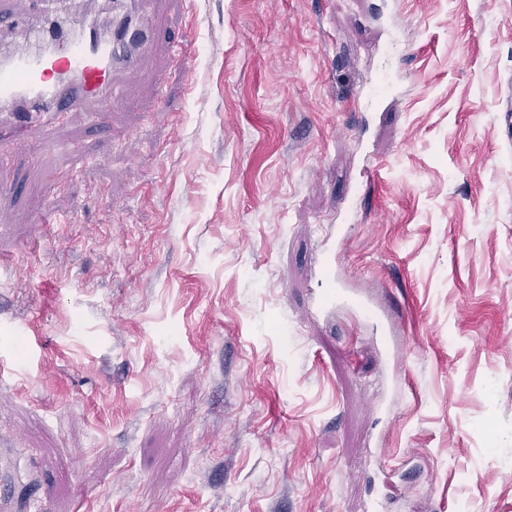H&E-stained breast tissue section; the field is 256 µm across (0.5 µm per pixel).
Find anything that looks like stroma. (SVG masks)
I'll return each mask as SVG.
<instances>
[{"label": "stroma", "mask_w": 512, "mask_h": 512, "mask_svg": "<svg viewBox=\"0 0 512 512\" xmlns=\"http://www.w3.org/2000/svg\"><path fill=\"white\" fill-rule=\"evenodd\" d=\"M83 111L0 112V443L40 512H512V0H156ZM390 96L353 101L387 45ZM164 84H156L157 76ZM377 177L364 176L366 158ZM338 280L391 319L310 305Z\"/></svg>", "instance_id": "1"}]
</instances>
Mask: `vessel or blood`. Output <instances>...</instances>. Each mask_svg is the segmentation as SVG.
I'll use <instances>...</instances> for the list:
<instances>
[{
  "label": "vessel or blood",
  "mask_w": 512,
  "mask_h": 512,
  "mask_svg": "<svg viewBox=\"0 0 512 512\" xmlns=\"http://www.w3.org/2000/svg\"><path fill=\"white\" fill-rule=\"evenodd\" d=\"M147 0H115L112 30L99 37L91 24H84L82 35L65 28L44 29L41 40L50 51L43 56L16 54L0 58V108L12 112H48L63 115L81 111L88 100L98 109L91 122L104 125L109 112L120 104L118 87L113 82L117 71H135L145 51L168 58L185 57L184 49L163 40L157 26L142 13ZM387 69L372 72L362 84L357 102L371 104L387 85ZM347 289L328 293L315 288L311 302L326 311L338 302L351 301ZM17 472L11 456L0 452V512H36L33 502L20 500L16 493Z\"/></svg>",
  "instance_id": "1"
}]
</instances>
